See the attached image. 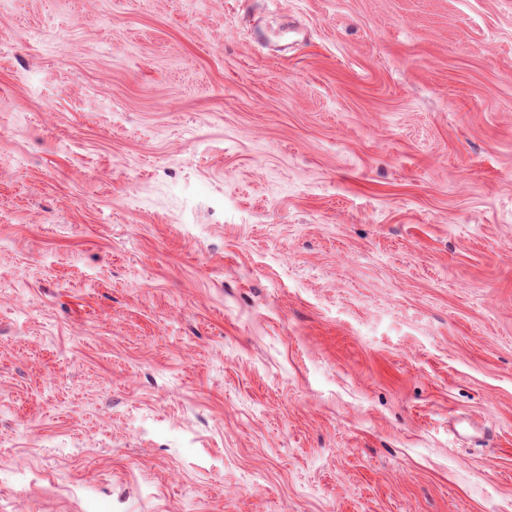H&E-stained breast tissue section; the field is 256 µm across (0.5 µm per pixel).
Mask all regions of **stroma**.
<instances>
[{
    "label": "stroma",
    "instance_id": "obj_1",
    "mask_svg": "<svg viewBox=\"0 0 512 512\" xmlns=\"http://www.w3.org/2000/svg\"><path fill=\"white\" fill-rule=\"evenodd\" d=\"M0 512H512V0H0Z\"/></svg>",
    "mask_w": 512,
    "mask_h": 512
}]
</instances>
